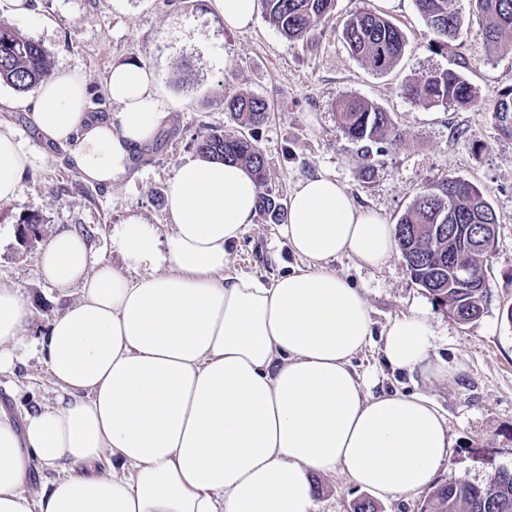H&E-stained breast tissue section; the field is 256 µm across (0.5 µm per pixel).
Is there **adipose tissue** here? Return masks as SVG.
<instances>
[{
	"label": "adipose tissue",
	"mask_w": 512,
	"mask_h": 512,
	"mask_svg": "<svg viewBox=\"0 0 512 512\" xmlns=\"http://www.w3.org/2000/svg\"><path fill=\"white\" fill-rule=\"evenodd\" d=\"M106 91L121 107L113 121L91 117L81 74L58 72L34 120L45 140L76 144L86 182L110 186L178 105L135 63L114 66ZM36 159L0 125V202ZM259 193L244 166L191 161L167 187L170 233L139 216L116 229L126 268L73 231L45 243L41 278L80 296L45 338L54 404L19 419L0 406V512H314L316 474L343 472L382 499L433 484L451 458L448 425L424 394L380 391L377 372L357 371L371 312L332 267L343 255L385 264L394 225L336 178H307L281 227L302 266L268 283L225 277ZM30 317L20 290L0 287V374L26 350ZM380 336L392 369L455 375L431 357L424 311ZM35 460L54 473L36 488Z\"/></svg>",
	"instance_id": "adipose-tissue-1"
}]
</instances>
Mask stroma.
Instances as JSON below:
<instances>
[{
	"label": "stroma",
	"mask_w": 512,
	"mask_h": 512,
	"mask_svg": "<svg viewBox=\"0 0 512 512\" xmlns=\"http://www.w3.org/2000/svg\"><path fill=\"white\" fill-rule=\"evenodd\" d=\"M31 12L16 15L10 0H0V20L40 43L54 70L80 72L91 91L93 112L116 117L120 110L106 93L113 65L136 62L153 69L168 95L182 104L160 131L158 140L136 152L129 176L103 187L83 181L74 165V145L43 139L32 117L35 92L19 93L0 85V123L12 127L39 153L16 198L0 202V285L20 289L31 311L26 336L34 347L12 372L0 374V402L17 411L53 404L54 383L40 348L54 316L69 297L46 285L38 273V255L55 233L84 235L94 251L114 265L124 260L112 245V231L130 213L154 224L159 235L171 225L166 190L178 166L197 159L196 137L232 122L224 100L239 93L263 97L270 113L260 146L267 185L288 197L303 179L329 175L347 187L356 202L397 223L425 186L447 177L476 184L496 211L498 233L485 276L489 285L482 317L463 324L450 317L410 277L401 253L381 267L360 265L344 256L332 267L358 288L366 300L374 330L420 308L435 332L433 352L458 372L447 383H427L419 375L392 371L382 362L379 342L359 353V370L378 371L382 388L429 396L448 423L454 443L436 484L479 482L496 468L512 469V136L498 128L492 104L512 89V54L486 53L482 26L471 0H458L465 20L452 49L436 50V36L414 0H399L386 16L403 33L401 58L387 73L358 61L340 37L343 22L381 0H335L317 26L312 42L291 43L256 13L243 30L226 28L208 0H30ZM467 61L465 77L478 91L469 106L423 107L402 93L404 85L426 72ZM356 95L391 113L404 133L399 148L375 156V176L363 183L358 147L336 123L335 103ZM40 218L39 236L22 242L18 224ZM278 225L254 220L234 247L224 273L271 281L299 267ZM316 512H352L366 490L346 474H317Z\"/></svg>",
	"instance_id": "1"
}]
</instances>
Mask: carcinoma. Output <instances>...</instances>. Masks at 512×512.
<instances>
[{"instance_id": "carcinoma-1", "label": "carcinoma", "mask_w": 512, "mask_h": 512, "mask_svg": "<svg viewBox=\"0 0 512 512\" xmlns=\"http://www.w3.org/2000/svg\"><path fill=\"white\" fill-rule=\"evenodd\" d=\"M485 20L483 41L489 53H512V0H473ZM266 21L289 41H306L318 23L333 9L334 0H263ZM457 0H415L418 12L438 37L444 50L458 39L463 17ZM341 36L351 52L373 71L385 73L397 63L404 49L401 30L378 10L364 8L348 18ZM460 69L429 72L403 87L413 102L466 106L477 98L473 85ZM53 76V63L44 48L12 25L0 21V85L28 92ZM236 125L228 132L210 130L196 139L202 158L236 162L255 176L260 187L259 218L264 223L286 222V206L267 187L266 162L259 135L268 118L266 102L255 94H241L225 101ZM494 117L504 134H512V89L493 103ZM338 124L345 137L359 146L361 155L385 152L403 142V133L391 114L357 96L337 104ZM497 215L474 183L450 177L427 186L406 207L396 224V241L415 281L456 320L467 323L481 316L487 290L465 291L452 287L455 266L485 274L487 252L438 232L440 224H496ZM419 512H512V469L493 485L484 481L451 482L436 486L423 500Z\"/></svg>"}]
</instances>
